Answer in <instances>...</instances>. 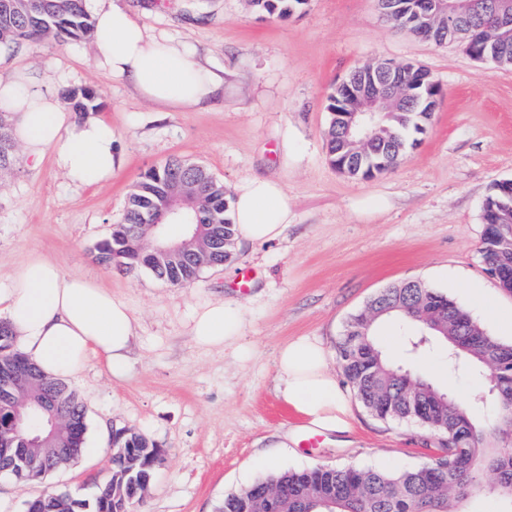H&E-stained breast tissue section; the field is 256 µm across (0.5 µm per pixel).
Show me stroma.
Segmentation results:
<instances>
[{
  "label": "stroma",
  "instance_id": "1",
  "mask_svg": "<svg viewBox=\"0 0 512 512\" xmlns=\"http://www.w3.org/2000/svg\"><path fill=\"white\" fill-rule=\"evenodd\" d=\"M150 33L194 47L224 72V99L166 113L92 64L93 44L33 43L0 55V75L38 72L55 91L93 89L124 163L111 181L80 191L44 159L19 161L0 177V279L29 254L59 262L111 289L139 323L132 364L112 378L101 356L68 378L87 420L86 451L34 484L0 475V512H26L43 489L92 498L109 480L113 428L142 432L161 450L157 476L136 512H217L231 493L281 470L314 466L411 469L431 461L437 440L412 421L381 420L352 405V429L314 434L278 397L279 346L319 337L328 350L350 315L380 289L420 280L468 309L490 336L496 325L469 291L512 306V292L480 260L482 203L495 182L512 179V67L471 58L458 44L419 40L385 20L376 0H308L285 19L247 0H119ZM379 61L430 71L440 93L426 132L398 168L373 180L347 178L328 159V95L354 69ZM173 156L205 165L227 191L265 176L288 191L284 236L241 241L221 267L188 286L142 269L121 272L94 258L121 223L137 178ZM250 287L240 288L243 272ZM240 304L235 345L212 349L189 334L193 309ZM446 372L443 387L463 397L477 379L446 349L417 358Z\"/></svg>",
  "mask_w": 512,
  "mask_h": 512
}]
</instances>
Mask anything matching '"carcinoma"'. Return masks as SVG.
<instances>
[{"label": "carcinoma", "mask_w": 512, "mask_h": 512, "mask_svg": "<svg viewBox=\"0 0 512 512\" xmlns=\"http://www.w3.org/2000/svg\"><path fill=\"white\" fill-rule=\"evenodd\" d=\"M307 0H250L252 8L267 15L286 17ZM95 28L86 0H0V50L15 53L42 38L77 42L94 38ZM64 97L77 112L98 109L89 89H67ZM343 88H332L327 109V153L331 165L352 177L373 179L393 170L404 157L415 135L424 131L428 112L395 111L381 119L377 137L369 149L357 155L344 139L336 120V101ZM12 115L0 112V170L10 168L17 145L9 134ZM189 182L194 198L192 219L205 235L218 239L212 256L215 265L230 259L236 247L231 219V197L204 166L173 157L141 174L129 194L124 221L97 246L100 262L126 269L146 268L158 279L185 286L201 268L187 256L163 264L154 262L142 245L143 225L159 219L167 210L173 183ZM512 198V180L496 183L481 208L484 224L483 264L500 268L501 288L512 291V210L496 200ZM376 322L396 318L411 336V351L431 344L447 348L448 359L475 373L484 389V358L494 355L501 386L512 387V344L489 336L469 313L448 296L428 286L402 288L392 284L374 296L363 310L347 321L337 343L338 362L359 402L382 420L419 423L439 439V448H455L469 466L460 473L446 468L439 457L422 466L387 471L365 467L316 466L285 471L224 497L218 512H467L474 496L493 497L512 504V442L492 436L512 428V399L495 393L487 397L489 414L482 415L462 405L449 389L419 373H409L393 363L370 340L366 350L352 347L350 336L360 319ZM26 378L12 393L0 390V444L25 448L21 456H5L0 462H15L14 476L34 482L48 472L77 458L87 430L83 406L63 380L43 372L16 347L13 334L0 339V375ZM116 448L109 463L110 480L89 502L67 493L44 491L33 498L36 512H134L141 502L140 485L154 480L157 445L140 432L113 429ZM277 487L283 499L270 505L265 494Z\"/></svg>", "instance_id": "obj_1"}]
</instances>
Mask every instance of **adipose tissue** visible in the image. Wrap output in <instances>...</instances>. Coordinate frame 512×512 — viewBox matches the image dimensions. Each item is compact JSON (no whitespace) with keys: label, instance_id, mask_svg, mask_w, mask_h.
I'll return each mask as SVG.
<instances>
[{"label":"adipose tissue","instance_id":"ef3b65f1","mask_svg":"<svg viewBox=\"0 0 512 512\" xmlns=\"http://www.w3.org/2000/svg\"><path fill=\"white\" fill-rule=\"evenodd\" d=\"M89 2L98 68L129 82L142 98L171 108L223 99V73L192 47L149 33L113 0ZM0 109L14 116L12 135L25 158L37 163L52 156L74 190L110 181L122 162L123 150L110 124L92 114L79 118L67 112L57 94L27 71L0 76ZM290 214L288 194L278 180L254 177L235 190L239 239H280ZM0 319L10 324L20 351L50 376H76L93 355L104 357L112 377H123L129 369L138 326L133 310L99 284L65 273L49 257L30 256L0 282ZM242 328L241 308L229 301L207 302L190 317L191 336L208 348L233 344ZM277 364L278 395L308 427L347 431L351 398L341 388L322 341L298 336L284 342Z\"/></svg>","mask_w":512,"mask_h":512}]
</instances>
